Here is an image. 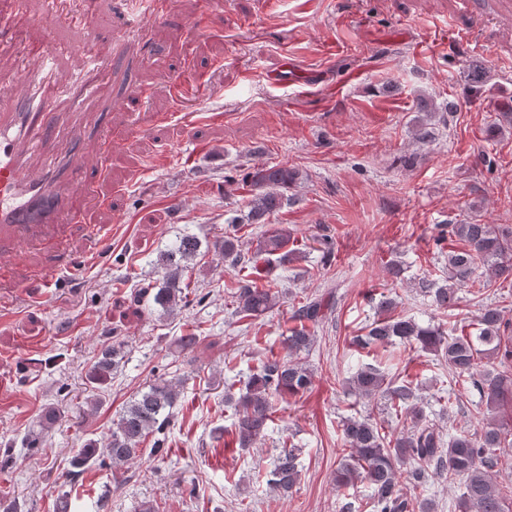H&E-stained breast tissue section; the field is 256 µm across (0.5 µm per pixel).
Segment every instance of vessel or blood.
Instances as JSON below:
<instances>
[{"label": "vessel or blood", "instance_id": "b4317fda", "mask_svg": "<svg viewBox=\"0 0 512 512\" xmlns=\"http://www.w3.org/2000/svg\"><path fill=\"white\" fill-rule=\"evenodd\" d=\"M126 30L137 35L144 21L162 22V0H125ZM101 58L84 52L67 91H58L55 55L39 53V64L27 81L24 93L11 103H0V256L20 253L45 239L62 217L79 220L77 197L89 195L92 182L78 178L84 166L80 151L61 155L38 172L28 169L29 160L41 153L57 131V111L69 106L81 113L95 94L88 77L100 71Z\"/></svg>", "mask_w": 512, "mask_h": 512}]
</instances>
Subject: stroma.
<instances>
[{
    "label": "stroma",
    "mask_w": 512,
    "mask_h": 512,
    "mask_svg": "<svg viewBox=\"0 0 512 512\" xmlns=\"http://www.w3.org/2000/svg\"><path fill=\"white\" fill-rule=\"evenodd\" d=\"M120 0H72L86 25L64 22L46 0H25L40 27L21 28L25 52L0 53V97H17L44 41L57 44L60 78L84 47L110 57L124 31ZM167 21L147 22L128 50V70L95 77L111 118L104 140L83 146L101 182L80 204L83 227L57 226L51 245L35 244L11 259L0 281V499L24 512H54L68 495L90 512L108 493L110 512H371L361 483L337 489L344 454L342 422L368 417L386 434L407 430L405 412L347 393L361 365L381 364L387 377L415 374V394L442 430L479 429L477 397L441 413L452 378L444 357L413 347L362 349L380 296L396 301L392 316H412L450 336L488 306L512 320V277L474 283L455 308L440 309L420 293L428 278L445 284L448 253L437 246L448 222L512 225V0H165ZM485 44L482 57L437 25ZM133 78L140 104L127 102ZM457 111H447L448 101ZM433 113V136L415 139L416 122ZM203 119L201 130L191 123ZM283 165L299 176L289 205L269 224L250 223L248 186L255 164ZM238 244L253 252L268 227L288 225L296 260H258L262 283L283 296L279 308L239 321L227 291L242 271L228 267L213 244L230 218ZM111 229L112 245L95 254L93 232ZM186 233L201 253L185 279L203 295L173 314L134 303L132 294L158 277L160 251ZM83 263L78 278L59 271L58 256ZM399 263L392 277L390 263ZM58 270L59 288L41 298L38 277ZM326 303L316 342L300 362L313 385L276 399L272 423L247 450L228 449L235 408L224 382L256 373L267 357L285 356L287 327L302 298ZM199 342L181 348L180 336ZM121 341L126 356L107 388L86 390L84 376L102 347ZM180 381L160 452L124 466L94 467L65 482L71 459L87 441L106 447L135 394L158 379ZM58 420L39 447L26 435L47 411ZM302 448L303 470L292 496L257 486L284 446Z\"/></svg>",
    "instance_id": "obj_1"
}]
</instances>
